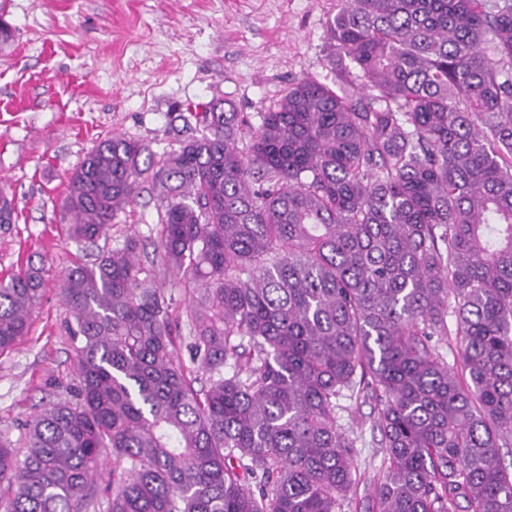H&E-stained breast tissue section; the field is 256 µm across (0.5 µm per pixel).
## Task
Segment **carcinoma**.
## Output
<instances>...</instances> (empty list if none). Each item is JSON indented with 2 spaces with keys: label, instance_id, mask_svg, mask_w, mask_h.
Wrapping results in <instances>:
<instances>
[{
  "label": "carcinoma",
  "instance_id": "obj_1",
  "mask_svg": "<svg viewBox=\"0 0 512 512\" xmlns=\"http://www.w3.org/2000/svg\"><path fill=\"white\" fill-rule=\"evenodd\" d=\"M327 38L337 88L254 130L189 103L160 160L115 135L71 173L70 237L103 242L61 276L79 385L0 442V512H85L108 452L107 512H512V0H337ZM142 178L159 264L109 245ZM48 273L0 279V352ZM370 405L363 403L361 405H353L351 412L344 413L345 419L352 421L354 424L359 423L363 429V439L357 444L356 459L359 465V471L368 482L377 479L383 468V457L375 448L370 430Z\"/></svg>",
  "mask_w": 512,
  "mask_h": 512
}]
</instances>
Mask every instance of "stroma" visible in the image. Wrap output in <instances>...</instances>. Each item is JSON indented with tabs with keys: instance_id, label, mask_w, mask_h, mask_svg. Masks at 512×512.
Instances as JSON below:
<instances>
[{
	"instance_id": "1",
	"label": "stroma",
	"mask_w": 512,
	"mask_h": 512,
	"mask_svg": "<svg viewBox=\"0 0 512 512\" xmlns=\"http://www.w3.org/2000/svg\"><path fill=\"white\" fill-rule=\"evenodd\" d=\"M335 13L336 0H9L15 38L0 51V183L12 190L17 220L0 228V277L30 261L50 275L28 334L0 353V440L23 447L25 422L78 383L59 273L96 248L61 222L72 170L114 134L162 155L168 115L188 103L223 100L256 126L291 83L335 85L326 40ZM159 230L157 202L141 182L110 243L137 235L150 259ZM370 412L364 403L348 414L365 429L356 459L368 481L383 468Z\"/></svg>"
}]
</instances>
